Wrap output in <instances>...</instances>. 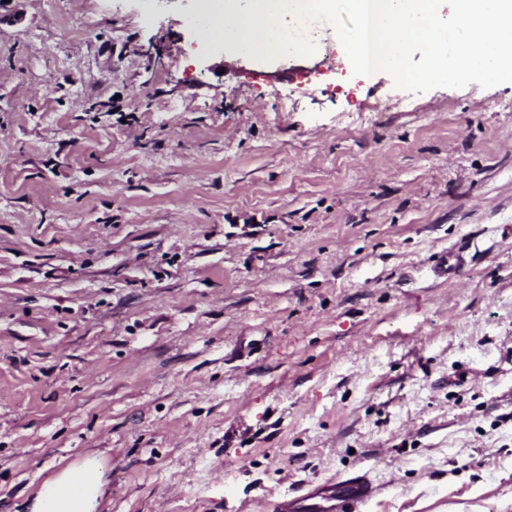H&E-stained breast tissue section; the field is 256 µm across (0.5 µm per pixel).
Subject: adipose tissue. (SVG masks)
I'll list each match as a JSON object with an SVG mask.
<instances>
[{"instance_id": "adipose-tissue-1", "label": "adipose tissue", "mask_w": 512, "mask_h": 512, "mask_svg": "<svg viewBox=\"0 0 512 512\" xmlns=\"http://www.w3.org/2000/svg\"><path fill=\"white\" fill-rule=\"evenodd\" d=\"M103 493L102 464L96 456L88 455L44 482L31 512H97Z\"/></svg>"}]
</instances>
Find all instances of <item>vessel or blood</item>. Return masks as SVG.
<instances>
[{
	"label": "vessel or blood",
	"instance_id": "vessel-or-blood-1",
	"mask_svg": "<svg viewBox=\"0 0 512 512\" xmlns=\"http://www.w3.org/2000/svg\"><path fill=\"white\" fill-rule=\"evenodd\" d=\"M466 264L464 252L451 249L443 254L438 271L454 278ZM378 490L370 471L362 469L322 483L301 484L294 493L275 502L272 512H362Z\"/></svg>",
	"mask_w": 512,
	"mask_h": 512
}]
</instances>
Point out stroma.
Masks as SVG:
<instances>
[{
    "label": "stroma",
    "instance_id": "stroma-1",
    "mask_svg": "<svg viewBox=\"0 0 512 512\" xmlns=\"http://www.w3.org/2000/svg\"><path fill=\"white\" fill-rule=\"evenodd\" d=\"M195 8L0 0V512L89 454L98 512L361 468L364 512H512V83L357 76L327 23L236 57ZM440 261L438 272L448 275V278L459 276L467 264L466 255L459 249H449L448 252L443 254Z\"/></svg>",
    "mask_w": 512,
    "mask_h": 512
}]
</instances>
